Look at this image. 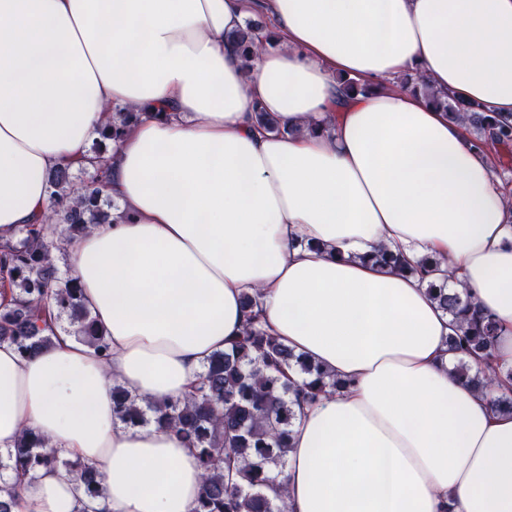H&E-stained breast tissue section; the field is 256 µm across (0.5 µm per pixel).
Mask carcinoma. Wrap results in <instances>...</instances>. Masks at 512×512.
Wrapping results in <instances>:
<instances>
[{"label":"carcinoma","mask_w":512,"mask_h":512,"mask_svg":"<svg viewBox=\"0 0 512 512\" xmlns=\"http://www.w3.org/2000/svg\"><path fill=\"white\" fill-rule=\"evenodd\" d=\"M261 31L267 42L275 40L274 31L264 21L250 19L235 33L243 46L244 61H249ZM400 82L431 96L448 118L465 120L475 148L512 153L511 119L439 94L420 74L406 75ZM140 116L127 108H112L90 149L94 158L103 162L104 154ZM49 183L52 192L45 220L24 224L16 237L0 241V273L11 290L10 300L0 304V343L13 345L24 357L33 356L52 342L66 316L74 326L72 335L107 363L112 352L106 336L84 306L76 279L61 275L56 258L74 238L119 218V205L108 193L101 167L79 182L68 169H56ZM366 259L420 275L438 306L453 318L450 350L461 355L458 377L479 389L492 383L499 375L492 352L495 325L471 298L464 299L448 289L446 282L431 278L437 262L427 257L410 265L383 249ZM244 309L241 335L209 358L203 376L185 400L149 403L144 410L128 389L113 386L114 414L120 422L138 427L151 420L173 430L198 451L203 488L193 512H287L283 474L290 427L296 419L294 406L346 388V382L326 375L320 366L294 354L269 333L255 297H244ZM292 367L297 368L298 382L288 379L286 370ZM59 466L87 494L103 491L101 473L77 460L60 459L44 437L23 429L14 447L0 451V512H14L16 507V489L4 479L6 473L24 477Z\"/></svg>","instance_id":"obj_1"}]
</instances>
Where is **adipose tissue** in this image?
Returning a JSON list of instances; mask_svg holds the SVG:
<instances>
[{"label": "adipose tissue", "mask_w": 512, "mask_h": 512, "mask_svg": "<svg viewBox=\"0 0 512 512\" xmlns=\"http://www.w3.org/2000/svg\"><path fill=\"white\" fill-rule=\"evenodd\" d=\"M253 14L279 41L247 71L227 35ZM416 72L512 115V0H0V237L43 216L55 168L87 166L107 107L142 114L105 156L125 220L67 248L111 362L63 332L28 358L0 344V449L30 428L104 489L44 469L21 512H192L196 451L119 423L112 387L183 398L252 293L349 383L296 408L288 512H512V412L491 404L512 379L460 380L425 282L365 259L439 260L512 368V196L465 122L401 88Z\"/></svg>", "instance_id": "adipose-tissue-1"}]
</instances>
